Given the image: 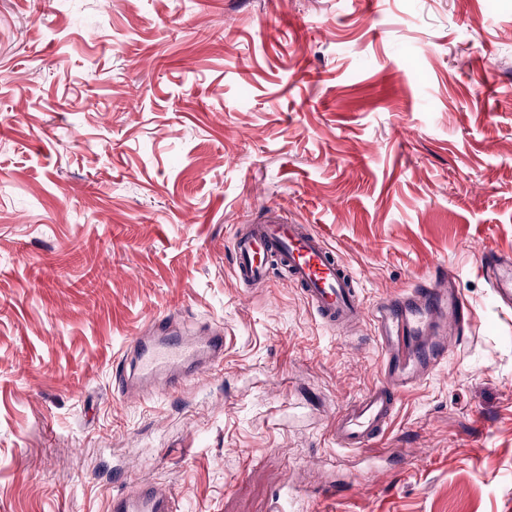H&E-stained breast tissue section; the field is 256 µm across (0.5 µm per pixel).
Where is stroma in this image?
Instances as JSON below:
<instances>
[{
    "instance_id": "stroma-1",
    "label": "stroma",
    "mask_w": 512,
    "mask_h": 512,
    "mask_svg": "<svg viewBox=\"0 0 512 512\" xmlns=\"http://www.w3.org/2000/svg\"><path fill=\"white\" fill-rule=\"evenodd\" d=\"M321 232L367 305L444 266L470 333L393 432L334 466L380 378L236 228ZM512 0H0V512H512ZM224 332L215 371L123 399L156 318ZM330 475L344 494L300 497ZM482 272L500 307H512V262L501 255L481 257ZM113 512H174L171 490L160 483H137L135 487L112 499Z\"/></svg>"
}]
</instances>
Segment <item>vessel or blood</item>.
<instances>
[{"mask_svg": "<svg viewBox=\"0 0 512 512\" xmlns=\"http://www.w3.org/2000/svg\"><path fill=\"white\" fill-rule=\"evenodd\" d=\"M275 264L327 327L361 321L373 325L382 376L337 412L333 428L337 447L362 451L390 433L400 396L447 359L449 341L463 340L471 307L455 273L444 267L392 301L368 307L349 267L323 236L271 210L234 236L231 269L237 283L248 287L265 281ZM481 264L496 302L512 307V259L486 254ZM223 352V331L185 336L172 331L166 319H157L146 335L127 344L124 354L133 358L134 370L121 374L120 382L129 397L158 396L160 376L190 381ZM112 512H175V501L167 486L139 483L113 498Z\"/></svg>", "mask_w": 512, "mask_h": 512, "instance_id": "b4317fda", "label": "vessel or blood"}]
</instances>
